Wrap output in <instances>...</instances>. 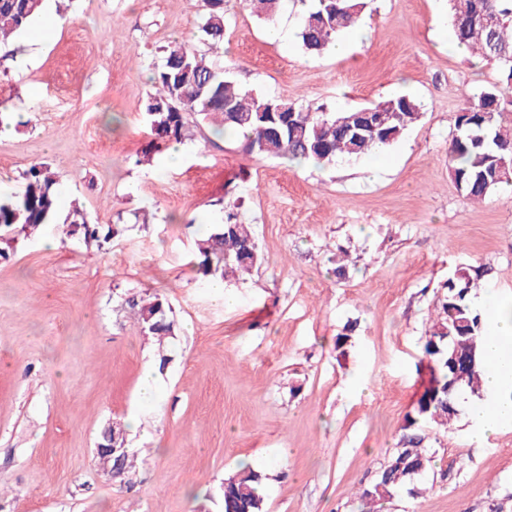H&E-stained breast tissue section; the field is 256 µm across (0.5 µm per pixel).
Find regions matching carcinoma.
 Returning a JSON list of instances; mask_svg holds the SVG:
<instances>
[{
	"instance_id": "carcinoma-1",
	"label": "carcinoma",
	"mask_w": 512,
	"mask_h": 512,
	"mask_svg": "<svg viewBox=\"0 0 512 512\" xmlns=\"http://www.w3.org/2000/svg\"><path fill=\"white\" fill-rule=\"evenodd\" d=\"M200 39L208 50L219 52L224 42V0H202ZM451 24L459 44L475 49L493 65L497 84L470 94L454 119L456 134L448 146L451 178L466 200H483L499 185L512 182V122L502 119L504 89L512 87V0H448ZM330 0H311L303 14L299 33L302 48L322 53L333 38L356 24L366 0H340L338 18H330ZM43 8V0H0V41L28 28ZM155 91L146 112L155 138L180 142L185 136L186 114L204 120L217 119L219 132H245L250 151L264 157L333 165L339 159H358L391 146L422 117L416 99L400 95L370 105L379 117L380 133L368 134L348 124L360 109L326 112L298 107L272 96L245 89L226 75V68L198 53L188 44L165 49L163 62L152 77ZM496 108H490L494 102ZM285 108L286 124L273 125L259 113ZM23 188L0 197V233L9 230L30 235L44 224L58 221L56 173L47 164H34L23 174ZM66 235L85 244L104 248L119 229L89 221L75 205L63 219ZM197 267L208 279L242 278L259 261L258 247L249 225L242 223L237 207H224L223 223L216 224L197 243ZM478 277L461 269L448 280L422 345L430 379L413 411L405 419L395 449L374 481L362 489L368 504L390 500L403 485L417 476L416 468L430 462L423 432L445 429L456 415L455 399L463 391L481 398L484 388L480 345L485 331L481 313L471 299ZM133 311L147 336L163 339L175 335L166 301L158 294L129 297ZM474 356L475 367L454 371L453 356ZM262 475L245 466L224 480V512H262Z\"/></svg>"
}]
</instances>
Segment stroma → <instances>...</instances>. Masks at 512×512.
<instances>
[{
  "label": "stroma",
  "mask_w": 512,
  "mask_h": 512,
  "mask_svg": "<svg viewBox=\"0 0 512 512\" xmlns=\"http://www.w3.org/2000/svg\"><path fill=\"white\" fill-rule=\"evenodd\" d=\"M50 7L63 24L47 40L0 45V190L48 164L59 214L77 202L120 233L101 250L46 224L0 258V512H223L220 488L245 465L263 474V512H361L428 382L422 338L448 278L470 268L512 300V186L473 203L448 172L454 117L496 70L452 48L447 0H367L366 38L342 56L305 53L300 0L275 17L283 41L245 0H224L221 60L243 87L331 111L409 94L423 115L376 170L370 156L262 157L190 114L173 165L149 148L145 104L167 45L201 49V0ZM229 203L260 260L225 281L227 307L196 243ZM147 292L176 324L161 343L124 304ZM133 413L135 460L115 478L95 444ZM469 427L459 414L427 431L426 470L382 512H512V425L481 447Z\"/></svg>",
  "instance_id": "obj_1"
}]
</instances>
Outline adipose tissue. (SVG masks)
<instances>
[{
	"instance_id": "adipose-tissue-1",
	"label": "adipose tissue",
	"mask_w": 512,
	"mask_h": 512,
	"mask_svg": "<svg viewBox=\"0 0 512 512\" xmlns=\"http://www.w3.org/2000/svg\"><path fill=\"white\" fill-rule=\"evenodd\" d=\"M478 304L488 313L491 332L482 343L485 365L482 371L486 399L463 394L459 406L475 423L471 440L484 443L507 423H512V308L499 301L493 291H485Z\"/></svg>"
}]
</instances>
